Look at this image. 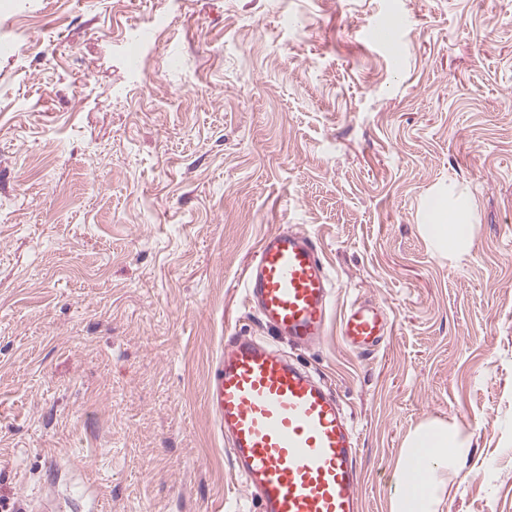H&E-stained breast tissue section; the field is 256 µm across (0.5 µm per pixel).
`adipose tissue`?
<instances>
[{
    "instance_id": "obj_1",
    "label": "adipose tissue",
    "mask_w": 512,
    "mask_h": 512,
    "mask_svg": "<svg viewBox=\"0 0 512 512\" xmlns=\"http://www.w3.org/2000/svg\"><path fill=\"white\" fill-rule=\"evenodd\" d=\"M476 206L468 190L454 184L423 201L420 234L445 258L470 254ZM470 440L456 426L428 419L406 437L393 473L390 512H441L448 477L460 474Z\"/></svg>"
}]
</instances>
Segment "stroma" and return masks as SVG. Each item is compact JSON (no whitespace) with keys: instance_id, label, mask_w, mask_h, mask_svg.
Listing matches in <instances>:
<instances>
[{"instance_id":"35a3bbf8","label":"stroma","mask_w":512,"mask_h":512,"mask_svg":"<svg viewBox=\"0 0 512 512\" xmlns=\"http://www.w3.org/2000/svg\"><path fill=\"white\" fill-rule=\"evenodd\" d=\"M396 27V43L365 35ZM0 512H260L207 404L225 337L336 391L362 512L408 433L471 436L444 512H512V0H0ZM467 187L469 256L419 233ZM309 234L324 339L248 312L260 240ZM383 304L373 352L339 332Z\"/></svg>"}]
</instances>
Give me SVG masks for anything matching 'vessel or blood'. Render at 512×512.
<instances>
[{"label":"vessel or blood","mask_w":512,"mask_h":512,"mask_svg":"<svg viewBox=\"0 0 512 512\" xmlns=\"http://www.w3.org/2000/svg\"><path fill=\"white\" fill-rule=\"evenodd\" d=\"M242 290L247 306L289 343L304 348L325 335L334 289L310 236L288 228L266 235L243 271ZM386 326L379 304H354L340 334L370 351ZM208 402L262 512H361L354 433L320 379L240 336L224 346Z\"/></svg>","instance_id":"1"}]
</instances>
